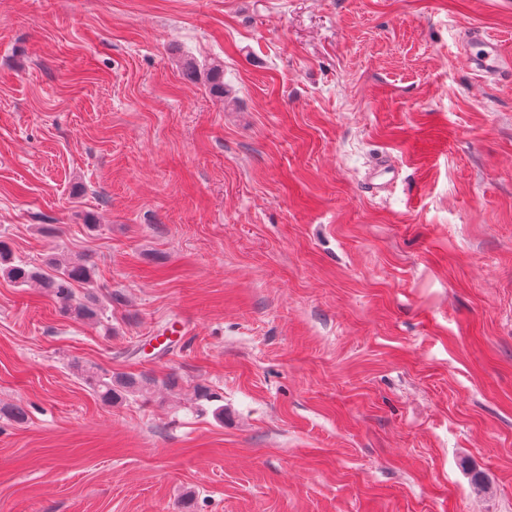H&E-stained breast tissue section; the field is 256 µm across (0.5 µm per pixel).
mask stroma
<instances>
[{"label":"stroma","mask_w":512,"mask_h":512,"mask_svg":"<svg viewBox=\"0 0 512 512\" xmlns=\"http://www.w3.org/2000/svg\"><path fill=\"white\" fill-rule=\"evenodd\" d=\"M473 28L512 56V0H0V240L102 306L0 275V512H512V76ZM466 64L487 79L495 80L504 72L512 71L510 58L504 57L495 39L470 30L461 43ZM7 248L0 241V271L18 284L31 280H40L43 288H49L62 311L76 320H91L99 313L90 303L76 299L72 285L75 283L89 284L94 279V269L85 259L52 258L49 261L53 274L43 277L31 271L26 263L9 261ZM87 381L93 387L101 402L112 406L126 402L131 397L140 396L146 386L159 381L155 378H142L123 372L100 374L88 371Z\"/></svg>","instance_id":"stroma-1"}]
</instances>
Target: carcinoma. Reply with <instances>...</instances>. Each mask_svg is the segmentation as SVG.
<instances>
[{
	"mask_svg": "<svg viewBox=\"0 0 512 512\" xmlns=\"http://www.w3.org/2000/svg\"><path fill=\"white\" fill-rule=\"evenodd\" d=\"M53 274L43 277L31 271L23 262L8 260L7 248L0 243V271L18 284L32 280L41 281L43 287L50 289L62 311L76 320H91L98 317V311L84 300L76 299L72 285L89 284L94 279V269L85 259L52 258L49 261ZM87 381L93 387L101 402L112 406L136 397L146 390V386L156 383L154 378H142L123 372L103 373L90 371Z\"/></svg>",
	"mask_w": 512,
	"mask_h": 512,
	"instance_id": "obj_1",
	"label": "carcinoma"
}]
</instances>
